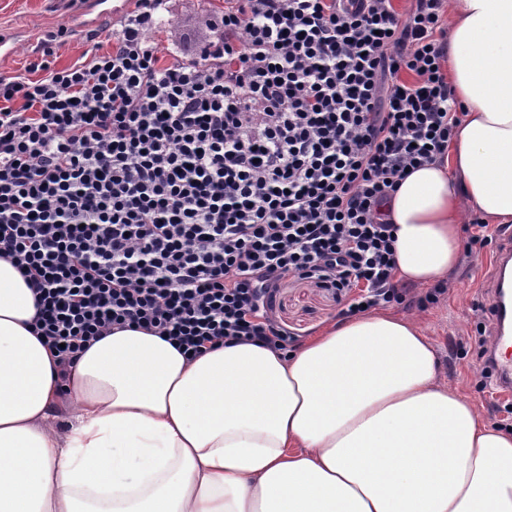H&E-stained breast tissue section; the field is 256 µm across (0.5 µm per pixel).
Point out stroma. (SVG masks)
Listing matches in <instances>:
<instances>
[{
	"label": "stroma",
	"instance_id": "35a3bbf8",
	"mask_svg": "<svg viewBox=\"0 0 512 512\" xmlns=\"http://www.w3.org/2000/svg\"><path fill=\"white\" fill-rule=\"evenodd\" d=\"M112 23L109 17L83 15L81 0H0V36L15 40L11 57L0 59V74L23 73L47 43L57 67L91 60L102 31ZM507 238L512 239V227L496 231L492 241L463 259L438 303H425V289L407 287L403 303L393 307L421 322L440 354L443 381L477 403L486 425L503 429L512 428V390H498L483 378L478 328L491 322L490 277ZM347 305L344 292L292 277L276 295L275 313L298 344Z\"/></svg>",
	"mask_w": 512,
	"mask_h": 512
}]
</instances>
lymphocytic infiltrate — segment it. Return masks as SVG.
Here are the masks:
<instances>
[{
	"instance_id": "lymphocytic-infiltrate-1",
	"label": "lymphocytic infiltrate",
	"mask_w": 512,
	"mask_h": 512,
	"mask_svg": "<svg viewBox=\"0 0 512 512\" xmlns=\"http://www.w3.org/2000/svg\"><path fill=\"white\" fill-rule=\"evenodd\" d=\"M168 3L135 0L90 63L47 45L0 77V257L44 344L64 366L126 326L191 360L282 350L291 277L401 303L380 207L459 121L446 0H224L198 41Z\"/></svg>"
}]
</instances>
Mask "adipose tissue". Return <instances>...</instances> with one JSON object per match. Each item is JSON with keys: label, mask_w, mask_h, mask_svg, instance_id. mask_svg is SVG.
I'll list each match as a JSON object with an SVG mask.
<instances>
[{"label": "adipose tissue", "mask_w": 512, "mask_h": 512, "mask_svg": "<svg viewBox=\"0 0 512 512\" xmlns=\"http://www.w3.org/2000/svg\"><path fill=\"white\" fill-rule=\"evenodd\" d=\"M447 5L464 114L383 208L406 286L457 271L466 215L512 223V0ZM36 312L0 259V512H512V430L441 382L416 318L373 310L290 351L241 342L192 361L116 330L62 395Z\"/></svg>", "instance_id": "obj_1"}]
</instances>
